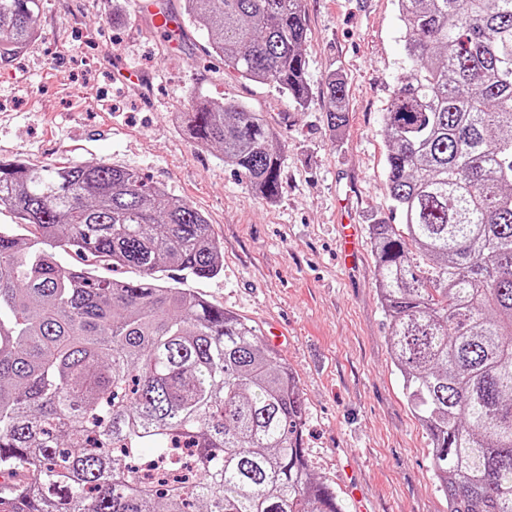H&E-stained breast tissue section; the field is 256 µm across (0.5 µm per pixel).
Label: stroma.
Returning <instances> with one entry per match:
<instances>
[{"instance_id":"obj_1","label":"stroma","mask_w":512,"mask_h":512,"mask_svg":"<svg viewBox=\"0 0 512 512\" xmlns=\"http://www.w3.org/2000/svg\"><path fill=\"white\" fill-rule=\"evenodd\" d=\"M166 30L132 0H41L36 41L0 65V160L104 162L139 171L207 218L223 270L187 288L245 319L298 380L303 451L315 478L368 512H448L429 433L411 411L388 346L371 245L339 265L340 218L402 223L385 189L382 113L403 74L397 0H305L311 96L226 70L182 0H164ZM142 82L114 76L117 65ZM343 75L348 120L331 131L324 81ZM266 113L284 150L281 193L268 201L217 150L180 131L195 95Z\"/></svg>"}]
</instances>
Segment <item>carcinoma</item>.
<instances>
[{"label":"carcinoma","instance_id":"cac0c4a2","mask_svg":"<svg viewBox=\"0 0 512 512\" xmlns=\"http://www.w3.org/2000/svg\"><path fill=\"white\" fill-rule=\"evenodd\" d=\"M405 75L383 113L386 190L369 225L388 344L431 436L448 512H512V0H397ZM40 0H0V64ZM239 78L296 104L303 0H184ZM327 126L347 112L325 78ZM186 134L266 199L283 149L261 112L197 98ZM0 498L10 512H344L302 450L298 383L254 327L168 269L211 279L206 218L132 169L0 162ZM79 252L84 264L63 266ZM131 268L138 279L101 276Z\"/></svg>","mask_w":512,"mask_h":512}]
</instances>
